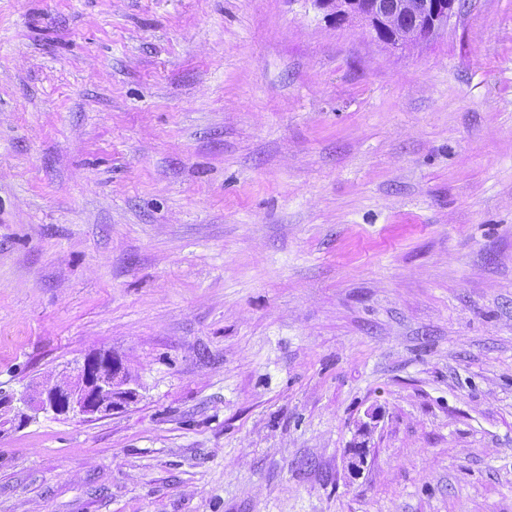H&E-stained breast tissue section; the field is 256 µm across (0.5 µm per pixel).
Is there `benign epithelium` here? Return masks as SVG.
<instances>
[{
	"label": "benign epithelium",
	"mask_w": 512,
	"mask_h": 512,
	"mask_svg": "<svg viewBox=\"0 0 512 512\" xmlns=\"http://www.w3.org/2000/svg\"><path fill=\"white\" fill-rule=\"evenodd\" d=\"M313 5L329 19L343 23L359 22L376 37L387 33V46L397 48L412 43H423L448 28V21L456 14V0H394L387 6L384 0H312ZM411 13L415 21L407 29L401 28V17ZM123 360L111 351H98L84 357L72 372L44 379L20 394L24 409L3 419L0 401V426L19 427L31 419V414L52 412L56 415L109 414L125 407L136 397L130 387Z\"/></svg>",
	"instance_id": "benign-epithelium-1"
}]
</instances>
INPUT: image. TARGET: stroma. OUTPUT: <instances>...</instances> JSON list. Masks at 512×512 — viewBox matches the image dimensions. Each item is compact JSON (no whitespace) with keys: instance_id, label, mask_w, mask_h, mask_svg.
Returning <instances> with one entry per match:
<instances>
[{"instance_id":"1","label":"stroma","mask_w":512,"mask_h":512,"mask_svg":"<svg viewBox=\"0 0 512 512\" xmlns=\"http://www.w3.org/2000/svg\"><path fill=\"white\" fill-rule=\"evenodd\" d=\"M0 0V512H512V0ZM368 464L347 470L361 424ZM387 0H312L313 5L329 19L342 20L344 24L359 22L369 29L374 38L397 48L412 43H423L440 31L448 28V21L456 14L455 0H393L388 7ZM406 33L401 28V17ZM386 32L391 41L385 43L378 37ZM130 383L123 360L111 351H98L86 355L72 373L45 378L18 400L34 414L106 415L135 399V389L122 388Z\"/></svg>"}]
</instances>
